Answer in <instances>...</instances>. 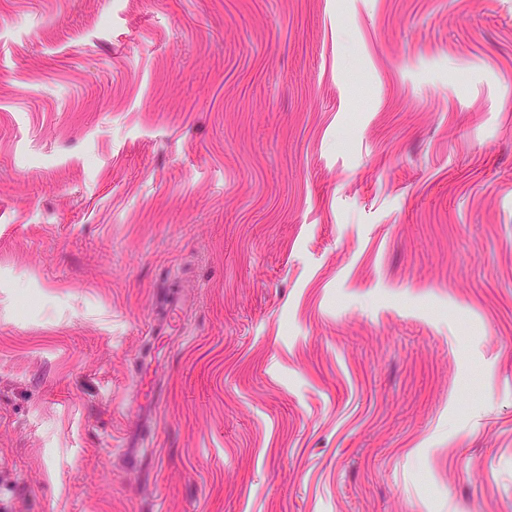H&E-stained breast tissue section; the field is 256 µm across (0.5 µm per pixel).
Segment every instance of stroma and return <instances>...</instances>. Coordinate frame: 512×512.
I'll return each mask as SVG.
<instances>
[{
  "label": "stroma",
  "mask_w": 512,
  "mask_h": 512,
  "mask_svg": "<svg viewBox=\"0 0 512 512\" xmlns=\"http://www.w3.org/2000/svg\"><path fill=\"white\" fill-rule=\"evenodd\" d=\"M0 512H512V0H0Z\"/></svg>",
  "instance_id": "obj_1"
}]
</instances>
